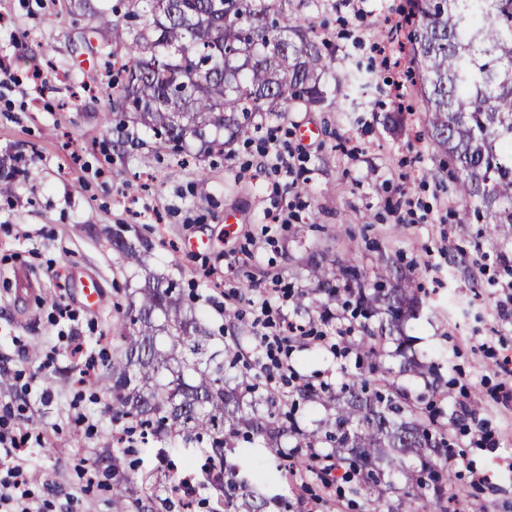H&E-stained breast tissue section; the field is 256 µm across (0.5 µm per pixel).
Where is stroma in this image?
Masks as SVG:
<instances>
[{"mask_svg": "<svg viewBox=\"0 0 512 512\" xmlns=\"http://www.w3.org/2000/svg\"><path fill=\"white\" fill-rule=\"evenodd\" d=\"M126 0H0V63L12 79L0 86V161L8 163L10 194H0V418L30 432L25 450L32 489L43 512L61 503L71 512H114L112 483L127 479L137 512L145 475L156 483L154 512H182L170 483L193 476L201 485L191 512H211L214 490L204 488L207 450L174 442L132 454L120 473L110 463L112 438L122 428L112 417L103 377L118 343L136 288L147 278L177 283L185 305L215 335L244 338L241 359L264 355L253 308L273 318L313 327L317 340L288 345V362L302 384L339 392L346 374L387 376L410 397L431 396L440 382L446 398L436 407L462 419L448 422L453 444L447 460L451 492L462 512H512V317L500 306L512 291V239L488 236L460 199L452 165L418 140L423 101L390 124L402 67L381 64L373 47L386 20L409 0H363L360 10L342 0H290L302 25L328 35L334 49L330 107H289L286 119L260 118L249 140L208 156L199 141L176 154L143 125L120 122L101 57L112 49L115 18ZM360 68L372 88L351 98L345 79ZM291 154L294 177L259 169L268 136ZM123 230L148 245L143 263L112 247ZM354 266L367 282L391 267L419 309L401 334L381 341L376 361L357 358L361 321L342 300L315 293L311 256ZM96 279L102 304L85 309L81 281ZM75 315L73 328L96 360V379L78 387V358L60 334L55 304ZM240 318L227 324L226 310ZM346 336H337V329ZM335 337V345L322 335ZM436 365L439 375L405 371L407 359ZM50 389L48 403L20 400L24 384ZM227 453L240 472H261L260 485L284 506L269 512H396L417 458L395 473L381 499L350 500L346 483L324 487L314 477L285 479L278 470L292 452ZM483 476L473 486L472 476Z\"/></svg>", "mask_w": 512, "mask_h": 512, "instance_id": "35a3bbf8", "label": "stroma"}]
</instances>
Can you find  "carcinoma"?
Instances as JSON below:
<instances>
[{"instance_id":"1","label":"carcinoma","mask_w":512,"mask_h":512,"mask_svg":"<svg viewBox=\"0 0 512 512\" xmlns=\"http://www.w3.org/2000/svg\"><path fill=\"white\" fill-rule=\"evenodd\" d=\"M123 16L100 19L112 28L115 50L124 52L115 86V109L160 132L179 146L198 139L203 152H220L256 128L255 117L283 115L297 103L321 106L333 93L325 81L333 55L329 37L303 27L288 13V0H128ZM411 45L419 90L426 102L425 135L459 176L457 190L488 219L489 235L512 236V0H412ZM128 259L141 254L124 236L112 239ZM318 292L336 294V271L325 259L309 262ZM346 287L369 316L386 318L374 329L361 325L356 348L377 354L380 338L398 328L413 301L398 285L367 288L342 269ZM132 329L122 325L120 346L105 377L116 419L153 427L158 438L185 445L209 438L208 461L221 469L224 512H266L267 502L226 461L240 437L258 448H277L292 435L297 448H332L336 468L349 463L361 474L349 493L362 498L386 485V471L408 455L427 459L448 447L437 413L411 407L405 393L379 380L368 393L364 382L344 383L336 416L324 430L303 431L278 422L270 410L244 404L243 386L259 389L246 368L226 386L218 343L174 295L173 284L146 282L136 289ZM427 480L404 492L401 512H415L427 498L429 512H448L447 475L424 465Z\"/></svg>"}]
</instances>
